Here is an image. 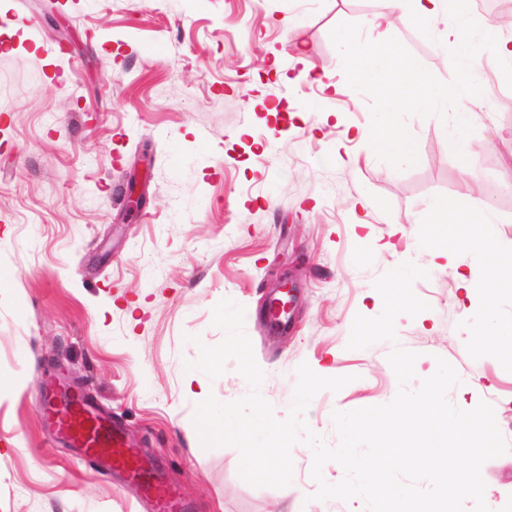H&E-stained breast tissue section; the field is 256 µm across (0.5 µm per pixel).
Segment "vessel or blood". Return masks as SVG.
Here are the masks:
<instances>
[{"instance_id":"1","label":"vessel or blood","mask_w":512,"mask_h":512,"mask_svg":"<svg viewBox=\"0 0 512 512\" xmlns=\"http://www.w3.org/2000/svg\"><path fill=\"white\" fill-rule=\"evenodd\" d=\"M44 398L48 423L76 448L79 459L94 460L101 469L139 483L156 512H182L176 489L164 482L155 466L127 450L121 429L100 416L82 393L63 391L50 379L44 385Z\"/></svg>"}]
</instances>
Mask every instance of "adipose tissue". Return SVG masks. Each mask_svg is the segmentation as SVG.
Segmentation results:
<instances>
[{
    "label": "adipose tissue",
    "mask_w": 512,
    "mask_h": 512,
    "mask_svg": "<svg viewBox=\"0 0 512 512\" xmlns=\"http://www.w3.org/2000/svg\"><path fill=\"white\" fill-rule=\"evenodd\" d=\"M436 48L444 58L447 67L459 75L454 88H447L440 81H433L428 98L433 111L442 114L449 132L460 134L469 119L465 104L471 98L474 78L482 67L484 55L497 56L499 61L512 64V43L502 39L497 24H485L480 33L468 31L464 25L449 27L440 37ZM494 224L490 210H482L478 224L473 225L468 244L473 248L475 261L467 276L461 277L460 286L464 289L480 288L491 292L494 282L486 274V245L491 238Z\"/></svg>",
    "instance_id": "1"
}]
</instances>
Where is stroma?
Returning <instances> with one entry per match:
<instances>
[{
	"instance_id": "obj_1",
	"label": "stroma",
	"mask_w": 512,
	"mask_h": 512,
	"mask_svg": "<svg viewBox=\"0 0 512 512\" xmlns=\"http://www.w3.org/2000/svg\"><path fill=\"white\" fill-rule=\"evenodd\" d=\"M385 0H0V512H152L137 491L92 461H76L46 426L44 377L82 387L128 435L143 440L184 512H365L364 501L315 499L313 453L291 451L292 483L254 487L232 447H204L193 422L208 395L250 391L235 361L212 379L187 369L197 335L224 333L213 309H245L244 330L278 419L296 370L349 377L305 414L328 446L333 411L390 402L399 384L387 356L416 352L417 389L437 359L461 383L454 405L491 404L509 450L484 463L493 512H512V364L481 344L488 322L512 324V277L492 295L457 283L464 246L423 242L454 224L468 195L495 213L490 250L512 253V79L484 56L474 116L449 134L424 96L401 104L408 158L395 162L374 118L375 83L355 84L337 39L350 31L426 76L459 79L430 27L410 13L378 41L370 19ZM74 41L61 48L54 21ZM367 130L370 141L357 133ZM145 199L121 223L132 171ZM429 308L396 319V342L351 350L356 315L378 316L373 286L402 262ZM304 267L287 331L263 316L268 285Z\"/></svg>"
}]
</instances>
